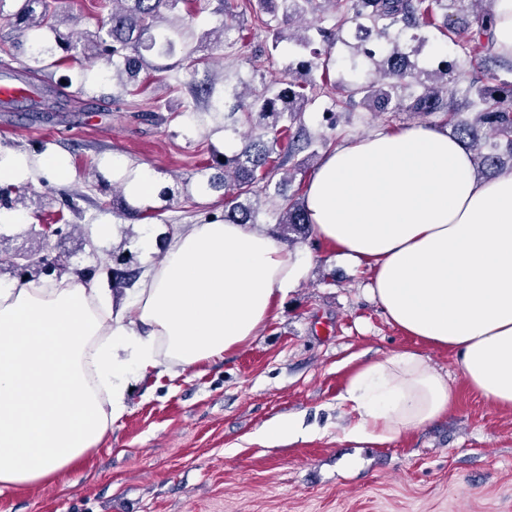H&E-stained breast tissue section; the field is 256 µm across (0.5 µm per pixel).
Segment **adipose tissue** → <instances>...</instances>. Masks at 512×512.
<instances>
[{
    "mask_svg": "<svg viewBox=\"0 0 512 512\" xmlns=\"http://www.w3.org/2000/svg\"><path fill=\"white\" fill-rule=\"evenodd\" d=\"M313 235L373 270L387 320L452 351L470 389L512 407V171L478 179L456 139L376 132L328 153L305 198ZM307 260L248 224L173 232L129 304L93 280L0 285V490L61 482L125 411L148 370L223 357L263 329ZM345 437L384 444L451 410L447 376L418 350L362 365Z\"/></svg>",
    "mask_w": 512,
    "mask_h": 512,
    "instance_id": "1",
    "label": "adipose tissue"
}]
</instances>
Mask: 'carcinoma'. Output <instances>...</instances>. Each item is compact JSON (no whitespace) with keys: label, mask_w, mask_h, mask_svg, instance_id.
<instances>
[{"label":"carcinoma","mask_w":512,"mask_h":512,"mask_svg":"<svg viewBox=\"0 0 512 512\" xmlns=\"http://www.w3.org/2000/svg\"><path fill=\"white\" fill-rule=\"evenodd\" d=\"M181 0H112V13L107 20L89 32H72L66 38L70 58L78 63L101 61L99 77L112 80L123 91L145 85L140 77L142 52L169 59L182 49L184 58L223 45L224 35L232 27L230 7L219 3L218 11L224 21L217 31L203 33L198 44L189 47L182 43L181 28L168 22ZM336 13L332 36L344 41V29L353 30L354 42L348 63L351 71H364L359 82L336 85V102L351 104L360 100L366 106L396 102V108L423 116L442 113L453 124V136L476 151L479 172L496 171L503 165L499 150L512 157V82L493 80L492 83L472 84V98L466 103L475 112L471 120L456 121L461 102L458 92L448 84V66L426 70L418 65L419 57L430 38L421 29L433 26L449 37L460 31L468 38L456 40L467 57L488 55L490 62L512 71V62L491 50V9H476L483 0H322ZM456 6L455 13L443 15L436 24V7ZM256 6L273 14H281V23L289 26L302 20L316 9V0H256ZM0 22L20 35L16 48L39 64L51 49L46 46L47 33H56L57 15L51 11L49 0H0ZM311 26L299 33L279 34L273 48L283 41L306 50L313 38ZM317 90L311 78H294L288 87L276 90L266 86L253 91L250 98L232 88L234 110L224 111V96L216 92L215 81L208 77L189 85L192 100L216 114L224 115V130L238 133L236 111H243L252 135L240 150L224 154V221L231 224L256 223V211L249 198L263 192L276 199L274 214L281 235H307L311 232L305 201H300L282 189L283 180H275L281 172L301 167L295 160L310 149L314 141L302 128H294L303 107L309 101L307 90ZM37 248L22 256L25 263L14 261L10 255H0V267L6 265L18 277H37L44 273L66 271L68 258L47 265L51 254L46 252L48 239L37 234ZM112 290L130 289L139 281L142 268L133 267L120 257L112 258Z\"/></svg>","instance_id":"cac0c4a2"}]
</instances>
